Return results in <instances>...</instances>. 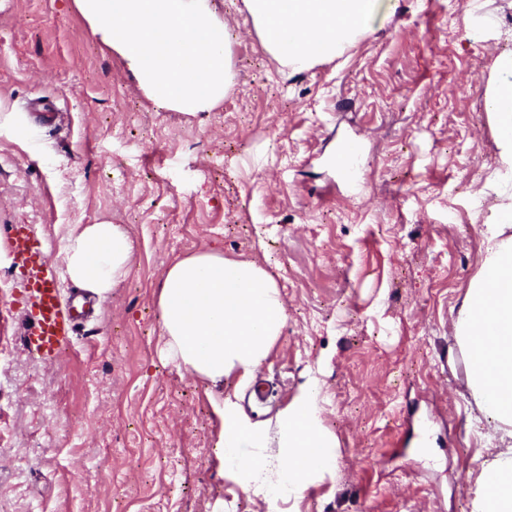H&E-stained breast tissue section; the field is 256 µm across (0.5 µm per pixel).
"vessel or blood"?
<instances>
[{"label": "vessel or blood", "mask_w": 512, "mask_h": 512, "mask_svg": "<svg viewBox=\"0 0 512 512\" xmlns=\"http://www.w3.org/2000/svg\"><path fill=\"white\" fill-rule=\"evenodd\" d=\"M10 244L19 271L14 303L30 324L28 343L47 361L58 360L72 345L80 312L63 301L43 241L32 225L12 226Z\"/></svg>", "instance_id": "vessel-or-blood-1"}]
</instances>
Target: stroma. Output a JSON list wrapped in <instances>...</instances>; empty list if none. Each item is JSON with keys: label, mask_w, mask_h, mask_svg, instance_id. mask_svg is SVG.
I'll return each instance as SVG.
<instances>
[{"label": "stroma", "mask_w": 512, "mask_h": 512, "mask_svg": "<svg viewBox=\"0 0 512 512\" xmlns=\"http://www.w3.org/2000/svg\"><path fill=\"white\" fill-rule=\"evenodd\" d=\"M212 8L237 31L234 87L174 112L74 0H0V512H470L504 444L478 421L454 321L498 221L485 91L512 0H398L294 74L242 0ZM37 100L58 125L33 121ZM349 147L355 197L334 163ZM103 219L129 231L132 271L43 362L8 228L34 225L58 268L68 229ZM206 250L263 266L288 313L265 363L217 384L160 357L161 275ZM311 371L338 471L273 509L225 467L215 403L272 425Z\"/></svg>", "instance_id": "stroma-1"}]
</instances>
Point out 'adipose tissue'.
Masks as SVG:
<instances>
[{
	"label": "adipose tissue",
	"instance_id": "ef3b65f1",
	"mask_svg": "<svg viewBox=\"0 0 512 512\" xmlns=\"http://www.w3.org/2000/svg\"><path fill=\"white\" fill-rule=\"evenodd\" d=\"M381 0H243L265 51L301 72L334 59L356 42ZM485 108L499 131L502 221L486 225V255L455 321L467 359V385L485 422L512 439V55L491 68ZM134 242L125 227L103 220L78 224L62 249L67 278L98 299L131 272ZM164 356L212 383L250 374L268 357L286 322L274 278L253 263L210 250L177 260L158 292ZM322 387L307 376L275 427L252 422L225 401L220 446L229 470L270 503L301 493L336 468L335 436L321 420ZM472 512H512V448L483 462Z\"/></svg>",
	"mask_w": 512,
	"mask_h": 512
}]
</instances>
